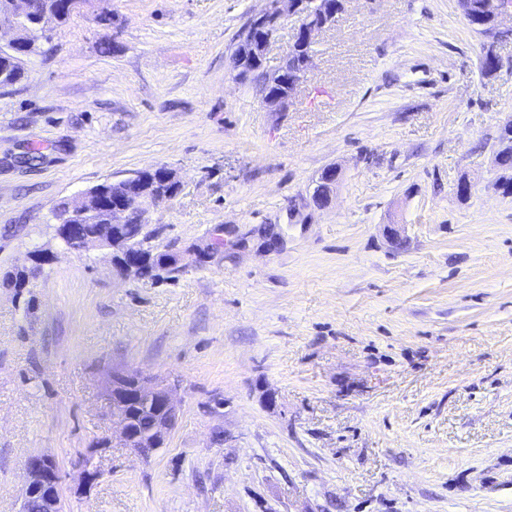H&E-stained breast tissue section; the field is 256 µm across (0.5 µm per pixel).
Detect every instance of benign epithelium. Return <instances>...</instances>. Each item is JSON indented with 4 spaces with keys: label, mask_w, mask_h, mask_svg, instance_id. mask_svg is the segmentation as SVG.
<instances>
[{
    "label": "benign epithelium",
    "mask_w": 512,
    "mask_h": 512,
    "mask_svg": "<svg viewBox=\"0 0 512 512\" xmlns=\"http://www.w3.org/2000/svg\"><path fill=\"white\" fill-rule=\"evenodd\" d=\"M42 7L36 15L38 29L44 30L57 21L55 0H41ZM293 21L294 35L300 37L302 44L313 46L315 33L327 28L326 7L319 6V0H268L267 7L247 20V29L264 31L258 51L267 54L270 45L282 27L284 21ZM312 63V52L302 53V49L294 48L285 52L282 65L275 77L288 83L290 94L287 96H269L262 103L272 112H282L288 107L295 92L306 80ZM156 173L154 191L144 194L137 185L125 180L112 183V195H107L100 188H91L75 197L73 202L81 210V214L92 216L100 210L107 211L106 224H98L89 233H79L72 251L81 253L90 248L112 250V262L116 270L122 274H134L145 279L152 278L155 268L150 261L140 256L142 252H150L148 245L137 246L125 242L112 232V227L126 223L134 210L145 213L149 208L175 197L168 186L177 182L175 173L164 166L154 169ZM265 240L269 246H278L282 242L280 228L264 226L251 230ZM247 241V235L240 233L238 227L225 225L218 229L210 244L195 251L196 259L208 262L223 251L224 245L240 247ZM134 392L144 401H154L162 405L166 418L155 427L153 440L146 441L133 433L129 427L125 403L120 396ZM108 396L112 410V421L119 426V438L122 444L140 455L148 456L160 449L169 439L178 414V405L174 397V389L167 380L150 378L125 369L112 370ZM25 493L19 512H64L60 494L59 468L54 459L43 454H31L25 461Z\"/></svg>",
    "instance_id": "7a95c632"
}]
</instances>
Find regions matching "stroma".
<instances>
[{
	"label": "stroma",
	"instance_id": "35a3bbf8",
	"mask_svg": "<svg viewBox=\"0 0 512 512\" xmlns=\"http://www.w3.org/2000/svg\"><path fill=\"white\" fill-rule=\"evenodd\" d=\"M266 5L86 0L0 90V512L34 453L65 512H512V38L486 77L459 0H345L272 112L232 68ZM157 166L181 187L146 222L178 273L60 245L61 200ZM229 224L283 243L198 265ZM116 368L179 383L150 456L117 437Z\"/></svg>",
	"mask_w": 512,
	"mask_h": 512
}]
</instances>
